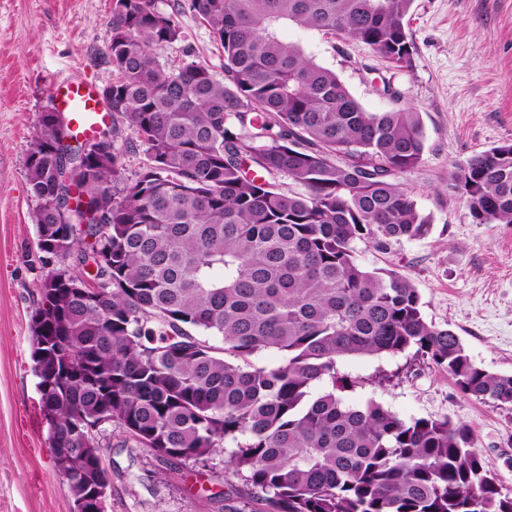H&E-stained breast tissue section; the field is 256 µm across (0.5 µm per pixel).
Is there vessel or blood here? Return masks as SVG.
Masks as SVG:
<instances>
[{
  "mask_svg": "<svg viewBox=\"0 0 512 512\" xmlns=\"http://www.w3.org/2000/svg\"><path fill=\"white\" fill-rule=\"evenodd\" d=\"M57 107L72 123L73 133L81 139L96 134L106 114L93 84L78 79H63L53 86Z\"/></svg>",
  "mask_w": 512,
  "mask_h": 512,
  "instance_id": "vessel-or-blood-1",
  "label": "vessel or blood"
}]
</instances>
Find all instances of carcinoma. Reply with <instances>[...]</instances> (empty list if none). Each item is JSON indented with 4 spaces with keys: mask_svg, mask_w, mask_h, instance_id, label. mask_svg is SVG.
I'll list each match as a JSON object with an SVG mask.
<instances>
[{
    "mask_svg": "<svg viewBox=\"0 0 512 512\" xmlns=\"http://www.w3.org/2000/svg\"><path fill=\"white\" fill-rule=\"evenodd\" d=\"M155 2L112 0V116L134 137L112 128L107 164L80 174L101 223L61 211L60 169L81 149L37 117L38 246L81 266L43 282L31 317L32 340L68 369L41 391L49 436L99 448L115 426L173 459L222 453L265 512H512L467 425L340 395L359 384L339 374L343 358L410 351L465 396L512 406V374L479 366L427 320L404 273L358 259L360 242L386 251L432 233L398 182L422 160L421 113L366 111L279 36L289 23L337 33L407 67L413 0H187L224 50L220 79L200 62H160L154 47L182 32ZM137 147L148 164L125 180ZM450 187L474 223L512 224V144L454 166ZM271 348L279 363H249ZM86 421L101 426L71 439ZM63 478L75 496L93 475L78 465Z\"/></svg>",
    "mask_w": 512,
    "mask_h": 512,
    "instance_id": "carcinoma-1",
    "label": "carcinoma"
}]
</instances>
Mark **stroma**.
Here are the masks:
<instances>
[{"label":"stroma","mask_w":512,"mask_h":512,"mask_svg":"<svg viewBox=\"0 0 512 512\" xmlns=\"http://www.w3.org/2000/svg\"><path fill=\"white\" fill-rule=\"evenodd\" d=\"M157 6L178 10L182 28L180 41L156 46L159 59L202 61L222 74L224 53L207 24L176 0ZM111 15L112 0H0V512L74 509L52 462L30 324L47 275L75 260L39 250L25 161L56 81L82 78L99 89L111 81ZM407 32L412 64L392 70L355 40L293 24L280 34L334 70L367 111L391 106L377 90L384 76L418 109L423 159L400 181L432 214L433 232L387 251L360 245V260L406 274L427 319L452 329L478 365L512 374V225L474 223L449 187L453 164L512 144V0H413ZM396 369L392 384H371ZM339 370L361 380L344 391L347 403L373 399L404 420L445 415L468 425L485 469L512 490V406L464 396L446 371L407 352L352 356ZM124 439L112 430L103 450L112 474L107 512H263L223 455L172 464L148 448L122 450Z\"/></svg>","instance_id":"1"}]
</instances>
